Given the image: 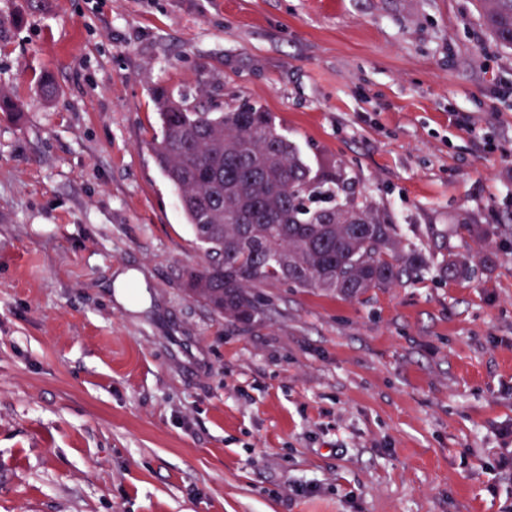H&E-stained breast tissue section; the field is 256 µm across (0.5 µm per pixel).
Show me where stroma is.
Listing matches in <instances>:
<instances>
[{
  "label": "stroma",
  "mask_w": 512,
  "mask_h": 512,
  "mask_svg": "<svg viewBox=\"0 0 512 512\" xmlns=\"http://www.w3.org/2000/svg\"><path fill=\"white\" fill-rule=\"evenodd\" d=\"M158 85L262 105L427 267L213 314L150 149ZM0 89L23 105L0 112V512L512 505V50L477 0H0Z\"/></svg>",
  "instance_id": "stroma-1"
}]
</instances>
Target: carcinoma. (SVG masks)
I'll return each instance as SVG.
<instances>
[{
    "label": "carcinoma",
    "mask_w": 512,
    "mask_h": 512,
    "mask_svg": "<svg viewBox=\"0 0 512 512\" xmlns=\"http://www.w3.org/2000/svg\"><path fill=\"white\" fill-rule=\"evenodd\" d=\"M496 39L512 47V0H480ZM157 165L178 194L202 262L190 296L250 323L276 283L357 296L410 280L425 264L405 249L392 216L333 166L312 168L263 106L215 111L164 87L152 93Z\"/></svg>",
    "instance_id": "obj_1"
}]
</instances>
